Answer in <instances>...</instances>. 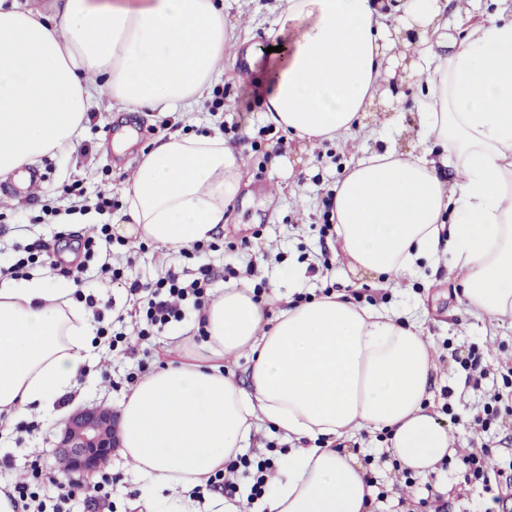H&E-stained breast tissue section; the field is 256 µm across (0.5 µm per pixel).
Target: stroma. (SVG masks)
<instances>
[{"label":"stroma","mask_w":512,"mask_h":512,"mask_svg":"<svg viewBox=\"0 0 512 512\" xmlns=\"http://www.w3.org/2000/svg\"><path fill=\"white\" fill-rule=\"evenodd\" d=\"M277 5L278 0H224V16L235 31L224 43V61L218 80L197 110L163 117L156 112H117L110 100H103L98 111L92 113L74 152L39 157L37 165L44 179L34 197L13 196L14 179L1 180L0 266L12 264L19 251L35 239L50 240L63 230L73 234L86 232L88 223L97 217L94 204L99 191L111 192L116 203L113 221L124 223L125 181L140 164L146 149L166 133L209 132L216 122L210 111L214 99L223 100L225 119H236L241 126L240 134H225L228 144L242 146L241 139L245 136L258 139L260 131L266 128V89L258 80L248 77L245 50L251 46L261 54L271 46L266 32ZM402 77L408 98L398 125L388 123L395 104L387 99L382 109L371 114L367 128L344 143L324 141L312 147L286 137L263 142L258 150L242 146L249 184L228 209L224 227L215 238L217 249L209 254L216 276L212 291L216 294L223 291V276L227 271L241 272L253 264L266 282L260 300L271 318L282 308L284 298L300 292L317 296L328 287L347 293L359 290V302L363 305L407 312L429 339L437 358L431 381L432 409L446 421L457 450L462 452L469 448L474 416L481 410L486 396L501 389L502 380L494 373L482 385H474L453 360L451 352L478 344L485 362L495 369L501 361L512 360V324L489 321L466 312L460 302V273L451 264L448 252H441L428 281L408 278L401 289L393 290L378 280L355 279L346 263L336 259L335 239H324L319 234L327 222V195L343 178L344 167L352 159L388 145L406 157L422 150L418 127V113L423 107L420 77L410 70L403 71ZM285 159L290 161L291 171H284L281 162ZM277 182L283 186L282 193L269 196L271 185ZM73 185L83 189L86 203L85 210L77 214L67 210L68 190ZM45 206L58 210L57 221L34 223V216ZM111 250L118 259L133 253L135 260L127 273L145 280L157 278L171 265L190 275L197 267L196 260L127 234H113ZM293 267L304 268V279L298 282L289 279L288 271ZM82 292L114 301V308L102 311L98 323L119 330L116 317L126 301L123 283L92 268ZM194 319L195 313L190 310L185 323L169 326L143 339L128 336L115 349H101L100 357L107 360L108 370L100 372L98 363L87 366L75 392L80 406L118 408L129 388L126 376L142 367L156 368L171 338L182 334L186 322ZM68 415V410L63 408L54 413H38L34 416L36 430L0 433V460L6 462L5 467H0L1 484L13 481L17 473L26 471L35 460L43 470L55 471V445ZM344 446L360 462L366 463L375 480V489L380 493L379 499L373 502L376 512H429L421 504L427 496L424 486H406L402 472L387 457L386 440L377 433L360 432L345 441ZM427 479L447 499L449 512H480L478 490L465 486L454 465L440 463Z\"/></svg>","instance_id":"stroma-1"}]
</instances>
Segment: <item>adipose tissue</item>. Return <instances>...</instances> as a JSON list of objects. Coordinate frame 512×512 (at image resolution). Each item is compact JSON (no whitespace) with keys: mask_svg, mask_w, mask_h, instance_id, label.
Returning a JSON list of instances; mask_svg holds the SVG:
<instances>
[{"mask_svg":"<svg viewBox=\"0 0 512 512\" xmlns=\"http://www.w3.org/2000/svg\"><path fill=\"white\" fill-rule=\"evenodd\" d=\"M447 0H280L265 66V120L298 139L347 140L403 62L423 79L433 153L360 157L333 198L336 242L353 272L400 282L447 243L464 304L512 321V7L480 22ZM227 26L214 0H48L0 7V176L74 151L102 98L126 112H184L211 88ZM245 158L221 130L158 138L125 187L126 233L177 251L212 240L239 195ZM459 179L450 196L438 167ZM204 336L147 373L119 406L121 454L146 487L205 485L270 424L290 448L270 491L245 512H367L374 489L337 440L384 431L416 475L452 453L427 408L434 370L421 330L333 293L266 320L252 291L227 285L203 311ZM97 322L73 291L41 279L0 287V426L53 411L98 357ZM244 354L250 383L225 375Z\"/></svg>","mask_w":512,"mask_h":512,"instance_id":"obj_1","label":"adipose tissue"}]
</instances>
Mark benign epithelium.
Instances as JSON below:
<instances>
[{
  "mask_svg": "<svg viewBox=\"0 0 512 512\" xmlns=\"http://www.w3.org/2000/svg\"><path fill=\"white\" fill-rule=\"evenodd\" d=\"M116 442L112 410L101 406L78 409L68 417L60 433V467L87 478L112 455Z\"/></svg>",
  "mask_w": 512,
  "mask_h": 512,
  "instance_id": "7a95c632",
  "label": "benign epithelium"
}]
</instances>
